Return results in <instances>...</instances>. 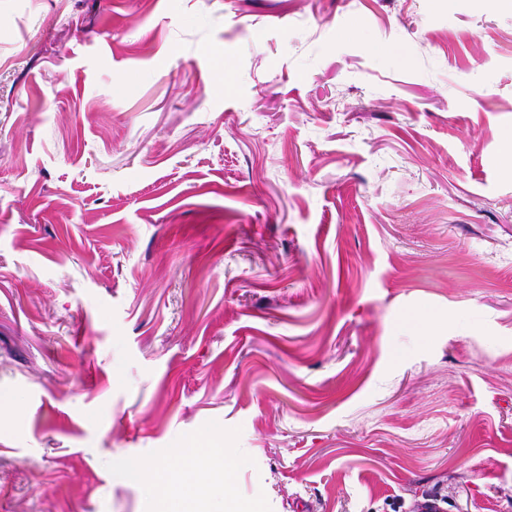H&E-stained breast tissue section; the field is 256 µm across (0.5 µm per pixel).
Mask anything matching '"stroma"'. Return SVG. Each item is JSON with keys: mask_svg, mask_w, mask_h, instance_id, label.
I'll return each mask as SVG.
<instances>
[{"mask_svg": "<svg viewBox=\"0 0 512 512\" xmlns=\"http://www.w3.org/2000/svg\"><path fill=\"white\" fill-rule=\"evenodd\" d=\"M0 512H512V0H0ZM202 438L187 434L170 448L168 464L148 459H130L113 464V474L122 480H135L141 486L143 512H189L195 498L193 475L203 467L213 470L219 487L208 512H235L228 493V452L224 444L201 447Z\"/></svg>", "mask_w": 512, "mask_h": 512, "instance_id": "stroma-1", "label": "stroma"}]
</instances>
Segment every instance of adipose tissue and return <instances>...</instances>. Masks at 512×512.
I'll use <instances>...</instances> for the list:
<instances>
[{
	"label": "adipose tissue",
	"mask_w": 512,
	"mask_h": 512,
	"mask_svg": "<svg viewBox=\"0 0 512 512\" xmlns=\"http://www.w3.org/2000/svg\"><path fill=\"white\" fill-rule=\"evenodd\" d=\"M203 467L213 470L219 484L210 512H235L227 486L228 453L218 443L202 447L196 434L184 435L174 442L168 463L130 459L114 463L113 474L140 484L142 512H189L188 505L195 497L193 476Z\"/></svg>",
	"instance_id": "obj_1"
}]
</instances>
